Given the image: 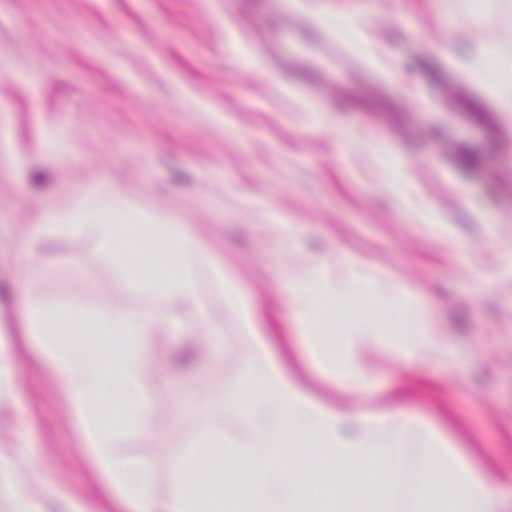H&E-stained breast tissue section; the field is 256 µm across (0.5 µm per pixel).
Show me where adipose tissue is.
Masks as SVG:
<instances>
[{
	"instance_id": "adipose-tissue-1",
	"label": "adipose tissue",
	"mask_w": 512,
	"mask_h": 512,
	"mask_svg": "<svg viewBox=\"0 0 512 512\" xmlns=\"http://www.w3.org/2000/svg\"><path fill=\"white\" fill-rule=\"evenodd\" d=\"M132 232L151 246L155 259L150 265H131L118 253V241ZM35 234L42 239L89 240L98 259L111 264L130 292L142 299L140 307L109 310L104 316L109 333L123 337L126 342L127 355L121 376L136 399L133 409L109 430L100 427L92 402L109 374L103 358L86 350L78 340L58 339L57 326L65 318V311H46L33 304L25 311L37 348L74 404L85 444L92 448L109 483L118 492L124 512H222L220 505L208 504L196 490L186 487L182 479L184 472L216 452L233 460L272 463L266 478L225 487L228 498L261 501L266 512H291L294 504L309 494L308 487L295 481L286 468L274 464L289 446H299L306 453L325 454L343 464L367 458L386 460L388 467L382 483L394 489L399 487L400 433L396 416L381 409L353 412L312 398L273 353L260 323L258 302L246 297L223 263L214 260L210 263L213 291L233 312L247 347L246 380L260 383L267 396L261 401L248 402L247 418L237 432L225 433L223 422L217 421L198 437L191 450L175 462L166 499L157 501L150 468L122 457L116 441L122 434L146 430L151 419L145 381L154 364L151 338L159 329L157 307L166 308L167 319L174 325L181 324L186 316L197 321L208 316L207 303L196 288L194 277L201 248L187 225L152 215L132 217L114 199L106 200L97 209L74 203L50 214ZM361 288L374 289L380 300L398 306L413 319L415 332L404 340L400 350L405 364L421 362L443 350V342L429 330L425 311L406 287L373 288L369 277L357 269L351 270L348 276L334 277L324 268H316L305 281L289 286L287 299L292 311L309 323L319 319L322 300L346 297ZM428 435L429 460L441 473L442 480L422 486V512H503L501 496L466 455L450 448L445 433L432 425ZM449 485L455 490L451 502L443 497Z\"/></svg>"
}]
</instances>
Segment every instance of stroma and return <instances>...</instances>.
<instances>
[{
  "mask_svg": "<svg viewBox=\"0 0 512 512\" xmlns=\"http://www.w3.org/2000/svg\"><path fill=\"white\" fill-rule=\"evenodd\" d=\"M473 2L0 0V349L15 366L0 386V445L20 451L0 475V512H17L22 494L42 495L46 512H118L5 293L27 282L32 302L69 309V335L98 347L89 325L134 298L90 242L33 231L46 212L96 206L103 190L188 225L259 301L275 352L313 397L404 420L398 493L379 491L383 460L356 462L359 492L309 501L307 512H412L436 476L430 423L512 491V112L492 94L512 88V0ZM354 14L369 25L344 27ZM463 19L468 33L449 55L448 32ZM307 28L341 41L352 64L269 57L283 30ZM478 43L497 49L507 74L472 73ZM320 263L409 287L445 350L408 366L389 345L370 347L362 392L322 374L285 291ZM153 344L151 422L118 449L151 465L162 498L173 463L214 419L228 433L242 425L231 399L246 367L235 318L216 297L208 323L161 329ZM263 472L219 457L184 480Z\"/></svg>",
  "mask_w": 512,
  "mask_h": 512,
  "instance_id": "stroma-1",
  "label": "stroma"
}]
</instances>
